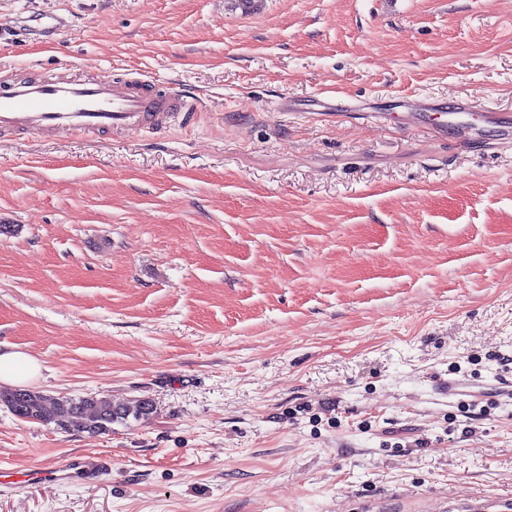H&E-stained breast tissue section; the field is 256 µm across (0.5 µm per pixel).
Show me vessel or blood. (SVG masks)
<instances>
[{
	"mask_svg": "<svg viewBox=\"0 0 512 512\" xmlns=\"http://www.w3.org/2000/svg\"><path fill=\"white\" fill-rule=\"evenodd\" d=\"M195 103L170 90L98 74L24 72L0 79V135L107 134L161 127L172 118L192 124ZM112 477V458L73 455L54 466L34 469L27 483L91 485ZM448 512H512V497L465 499Z\"/></svg>",
	"mask_w": 512,
	"mask_h": 512,
	"instance_id": "vessel-or-blood-1",
	"label": "vessel or blood"
}]
</instances>
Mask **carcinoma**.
<instances>
[{"label":"carcinoma","instance_id":"cac0c4a2","mask_svg":"<svg viewBox=\"0 0 512 512\" xmlns=\"http://www.w3.org/2000/svg\"><path fill=\"white\" fill-rule=\"evenodd\" d=\"M0 402L7 405L13 414L26 420L53 424L67 431L75 421H80L83 431L98 434L111 429L114 423H123L132 417L144 420L152 413L148 400H140L129 406L116 404L104 396H79L77 398H48L46 404L33 409L19 400L9 398V393L0 392Z\"/></svg>","mask_w":512,"mask_h":512}]
</instances>
